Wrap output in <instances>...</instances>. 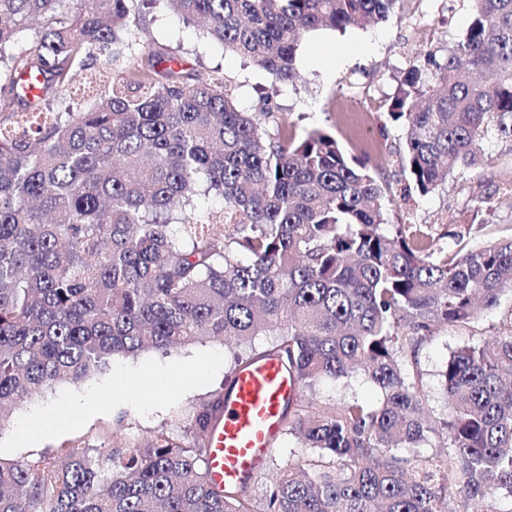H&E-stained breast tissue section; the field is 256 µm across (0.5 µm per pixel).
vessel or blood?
<instances>
[{
  "label": "vessel or blood",
  "instance_id": "obj_1",
  "mask_svg": "<svg viewBox=\"0 0 512 512\" xmlns=\"http://www.w3.org/2000/svg\"><path fill=\"white\" fill-rule=\"evenodd\" d=\"M295 393L282 363L258 359L242 366L224 407V422L211 433L209 466L221 485L254 476L281 433V414Z\"/></svg>",
  "mask_w": 512,
  "mask_h": 512
}]
</instances>
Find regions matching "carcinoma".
Instances as JSON below:
<instances>
[{
	"instance_id": "obj_1",
	"label": "carcinoma",
	"mask_w": 512,
	"mask_h": 512,
	"mask_svg": "<svg viewBox=\"0 0 512 512\" xmlns=\"http://www.w3.org/2000/svg\"><path fill=\"white\" fill-rule=\"evenodd\" d=\"M136 1L205 23L275 89L298 79L304 34L383 21L400 2L0 0V427L57 382L200 338L280 359L298 393L360 371L382 399L289 401L284 431L309 453L260 509L251 482L211 476L221 390L183 417L186 440L160 429L128 445L115 428L98 449L0 459V512H512V334L449 353L438 428L418 368L438 329L512 293V235L466 248L481 198L477 225L436 237L391 221L390 182L365 160L326 130L297 135L269 94L241 111L225 78L143 40ZM471 2L463 36L410 63L387 104L421 197L488 143L512 144V0ZM36 23L34 46L17 48ZM89 60L91 103L56 111L53 93ZM258 336L274 340L256 353ZM431 439L438 452L418 451Z\"/></svg>"
}]
</instances>
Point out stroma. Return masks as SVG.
Here are the masks:
<instances>
[{
	"mask_svg": "<svg viewBox=\"0 0 512 512\" xmlns=\"http://www.w3.org/2000/svg\"><path fill=\"white\" fill-rule=\"evenodd\" d=\"M469 0H401L395 16L367 28L350 27L339 31L320 29L305 35L297 52L300 79L281 87L273 101L280 112L296 124L297 134L322 128L334 134L352 154L369 160L391 182L396 203L393 220L421 227H432L442 234L438 219L453 214L457 223L471 221V206L485 197L484 228L473 233L471 245L494 239L497 226L512 223V208L495 194L496 186L512 183V145H487V163L474 172L453 171L445 183L429 197L404 195V178L397 157L404 146L400 128L386 117L385 100L392 95L395 75L426 51L446 54L465 32L470 21ZM138 19L148 40L175 51L202 77L222 76L229 80L240 108L260 111L259 94L268 90V76L252 63L223 52L210 41L203 28L185 25L163 6L139 10ZM512 331V294L502 296L497 308L482 311L467 329L437 331L422 347L418 360L422 381L429 394L431 422L448 415L439 373L451 350L466 344H484L493 337ZM220 354L221 363L203 383L185 388L163 389L162 385L142 382L126 389L122 372L148 374L181 367ZM232 355L213 339L199 340L177 351H155L135 357H116L100 373L80 383L60 382L19 407L10 421L0 428V457L31 460L76 441L100 447L112 436V425L121 422V433L128 443H142L158 429L174 435L185 433V411L223 384ZM112 390L106 407L69 422L70 403L95 390ZM54 412L38 443L19 441L20 422L32 415ZM299 453L295 439L281 435L266 458L252 488L256 499H263L276 476Z\"/></svg>",
	"mask_w": 512,
	"mask_h": 512,
	"instance_id": "1",
	"label": "stroma"
}]
</instances>
